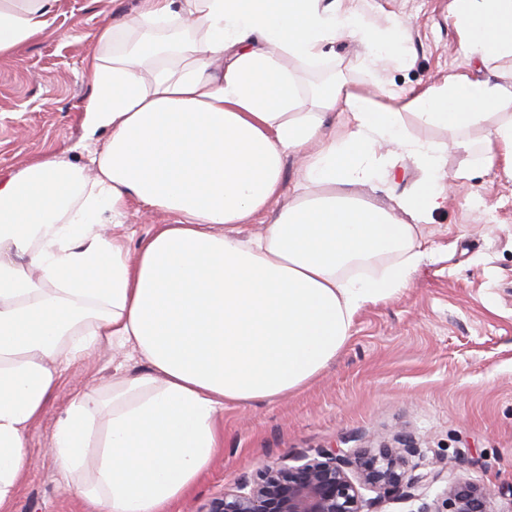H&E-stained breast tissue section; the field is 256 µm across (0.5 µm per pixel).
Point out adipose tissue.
<instances>
[{"label": "adipose tissue", "instance_id": "1", "mask_svg": "<svg viewBox=\"0 0 512 512\" xmlns=\"http://www.w3.org/2000/svg\"><path fill=\"white\" fill-rule=\"evenodd\" d=\"M58 2L0 0V60L42 35ZM449 11L478 73L422 93L381 76L403 60L402 22L345 0H140L99 27L80 106L84 140L107 138L94 177L65 151L0 171V512L62 365L106 345L133 346L145 372L77 395L50 453L99 512H166L221 447L225 406L303 389L365 306L406 287L425 256L417 227L448 203L449 149L512 177V89L488 75L512 58V0ZM344 36L364 46L371 82L302 97L285 59L317 65ZM408 115L449 139L413 136ZM291 157L297 192L271 210ZM405 159L421 177L395 207L357 194ZM133 203L171 221L131 249Z\"/></svg>", "mask_w": 512, "mask_h": 512}]
</instances>
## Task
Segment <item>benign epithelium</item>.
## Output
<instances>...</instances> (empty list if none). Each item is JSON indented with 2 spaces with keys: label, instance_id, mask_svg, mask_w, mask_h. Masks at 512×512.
Instances as JSON below:
<instances>
[{
  "label": "benign epithelium",
  "instance_id": "obj_1",
  "mask_svg": "<svg viewBox=\"0 0 512 512\" xmlns=\"http://www.w3.org/2000/svg\"><path fill=\"white\" fill-rule=\"evenodd\" d=\"M418 453L404 437L376 451L322 448L300 465L264 467L241 476L197 512H374L390 496L419 502L416 512H441L425 493V482L438 475L406 471L407 457ZM367 491L376 496L366 497ZM493 497L491 489L459 480L448 486L445 503L448 512H493Z\"/></svg>",
  "mask_w": 512,
  "mask_h": 512
}]
</instances>
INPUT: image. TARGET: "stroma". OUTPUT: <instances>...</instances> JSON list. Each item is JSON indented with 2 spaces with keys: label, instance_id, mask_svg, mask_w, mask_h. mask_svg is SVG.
Returning a JSON list of instances; mask_svg holds the SVG:
<instances>
[{
  "label": "stroma",
  "instance_id": "35a3bbf8",
  "mask_svg": "<svg viewBox=\"0 0 512 512\" xmlns=\"http://www.w3.org/2000/svg\"><path fill=\"white\" fill-rule=\"evenodd\" d=\"M139 0H61L49 29L18 58L0 60V170L35 154L72 148L83 136L79 106L88 93L84 60L98 27L134 14ZM358 9L405 23V66L385 77L421 92L473 67L448 14V0H355ZM324 62L299 68L303 86L331 73L366 84L360 43L337 40ZM469 168L447 206L421 225L426 255L396 297L367 306L335 363L302 391L224 409V446L193 491L169 512H197L240 476L296 464L318 449L360 450L411 434L420 449L407 469L438 472L429 490L444 501L466 479L495 492L512 512V180L449 151L445 169ZM131 348H105L68 364L27 433L23 478L12 512H96L69 490L49 452L59 416L74 397L142 372Z\"/></svg>",
  "mask_w": 512,
  "mask_h": 512
}]
</instances>
